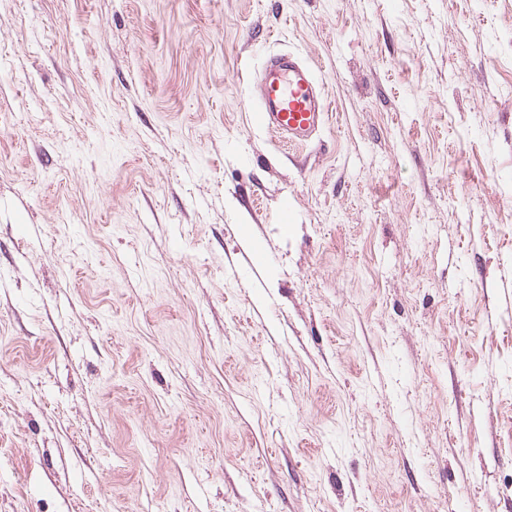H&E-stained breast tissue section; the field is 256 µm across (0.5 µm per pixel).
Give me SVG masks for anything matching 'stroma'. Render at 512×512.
<instances>
[{
    "label": "stroma",
    "mask_w": 512,
    "mask_h": 512,
    "mask_svg": "<svg viewBox=\"0 0 512 512\" xmlns=\"http://www.w3.org/2000/svg\"><path fill=\"white\" fill-rule=\"evenodd\" d=\"M0 512H512V0H0ZM257 88L251 112L286 145L308 143L328 118L324 88L312 67L292 53L269 55Z\"/></svg>",
    "instance_id": "1"
}]
</instances>
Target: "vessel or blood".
I'll list each match as a JSON object with an SVG mask.
<instances>
[{
	"mask_svg": "<svg viewBox=\"0 0 512 512\" xmlns=\"http://www.w3.org/2000/svg\"><path fill=\"white\" fill-rule=\"evenodd\" d=\"M251 103L260 125L287 144H305L325 124L329 103L310 65L291 53L265 60Z\"/></svg>",
	"mask_w": 512,
	"mask_h": 512,
	"instance_id": "b4317fda",
	"label": "vessel or blood"
}]
</instances>
